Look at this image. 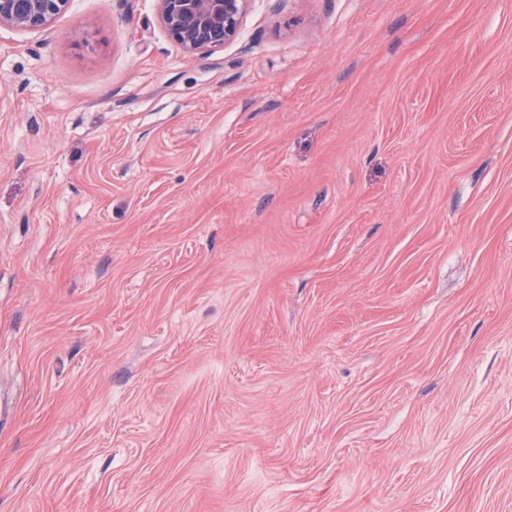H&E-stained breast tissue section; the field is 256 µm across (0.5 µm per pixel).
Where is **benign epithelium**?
I'll return each instance as SVG.
<instances>
[{
  "instance_id": "1",
  "label": "benign epithelium",
  "mask_w": 512,
  "mask_h": 512,
  "mask_svg": "<svg viewBox=\"0 0 512 512\" xmlns=\"http://www.w3.org/2000/svg\"><path fill=\"white\" fill-rule=\"evenodd\" d=\"M69 0H0V28L48 27ZM250 0H157L160 23L190 55L235 40Z\"/></svg>"
}]
</instances>
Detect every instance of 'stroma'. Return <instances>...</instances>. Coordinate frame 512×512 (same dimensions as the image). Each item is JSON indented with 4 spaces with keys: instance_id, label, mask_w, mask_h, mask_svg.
Instances as JSON below:
<instances>
[{
    "instance_id": "stroma-1",
    "label": "stroma",
    "mask_w": 512,
    "mask_h": 512,
    "mask_svg": "<svg viewBox=\"0 0 512 512\" xmlns=\"http://www.w3.org/2000/svg\"><path fill=\"white\" fill-rule=\"evenodd\" d=\"M0 512H512V0L0 28ZM160 23L190 55L224 46L241 30L250 0H157Z\"/></svg>"
}]
</instances>
